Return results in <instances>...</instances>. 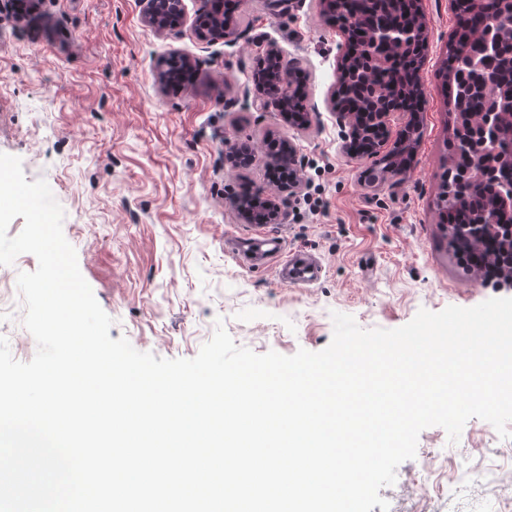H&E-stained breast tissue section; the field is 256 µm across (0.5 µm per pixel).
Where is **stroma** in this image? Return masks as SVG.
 I'll return each mask as SVG.
<instances>
[{"instance_id":"35a3bbf8","label":"stroma","mask_w":512,"mask_h":512,"mask_svg":"<svg viewBox=\"0 0 512 512\" xmlns=\"http://www.w3.org/2000/svg\"><path fill=\"white\" fill-rule=\"evenodd\" d=\"M178 36L146 24L141 0H38L16 18L0 0V153L19 157L27 181L46 180L65 217L63 233L101 308L111 338L165 359L195 357L217 325L236 345L262 354L318 352L333 336L331 315L364 329H395L419 310L472 307L512 290L482 283L448 243L436 200L450 162L455 126L440 70L456 26L453 0H421L429 45L419 77L421 137L406 176L373 183L377 159L345 151L327 99L338 82L346 36L326 23L318 0H249L232 20L235 44L200 41L193 22L203 0H184ZM306 73L309 129L261 112L252 71L268 45ZM189 58L195 79L173 88L161 63ZM291 138L301 186L269 184L268 158L250 168L226 159L238 141ZM266 187L281 207L270 230L286 252L320 261L318 280L296 285L276 265H252L232 195ZM23 254L0 266V335L13 357L30 361L18 273L36 270ZM512 448L488 422L472 418L458 443L424 429L416 456L401 463L379 494L388 512H503L500 480ZM481 464L458 491L422 486L429 465L460 472Z\"/></svg>"}]
</instances>
